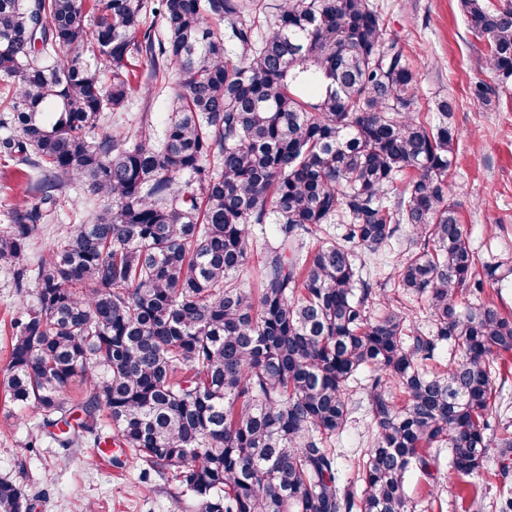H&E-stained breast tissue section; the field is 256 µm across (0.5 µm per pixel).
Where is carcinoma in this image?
<instances>
[{
	"mask_svg": "<svg viewBox=\"0 0 512 512\" xmlns=\"http://www.w3.org/2000/svg\"><path fill=\"white\" fill-rule=\"evenodd\" d=\"M512 79V0H459ZM0 0V161L30 167L31 199L0 228V272L33 282L11 320L0 386L61 448L85 438L130 454L139 480L167 476L197 512H412L405 475L433 477L448 449L458 476L512 433L492 429L512 314L462 297L512 281L479 263L448 199L456 105L436 124L404 47L371 0ZM161 21L164 36L143 28ZM267 32H262V26ZM177 85L162 132L90 136L107 112ZM102 202L36 239L75 186ZM342 219L340 239L325 225ZM393 279L359 276L401 230ZM317 241L314 248L307 241ZM263 261L258 271L251 262ZM422 302L423 329L388 284ZM455 359L438 370L443 348ZM367 374L374 438L357 480L339 481L332 443ZM89 386L79 402L67 392ZM487 488L463 497L483 512ZM0 480V512H31Z\"/></svg>",
	"mask_w": 512,
	"mask_h": 512,
	"instance_id": "1",
	"label": "carcinoma"
}]
</instances>
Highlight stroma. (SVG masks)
<instances>
[{"instance_id": "1", "label": "stroma", "mask_w": 512, "mask_h": 512, "mask_svg": "<svg viewBox=\"0 0 512 512\" xmlns=\"http://www.w3.org/2000/svg\"><path fill=\"white\" fill-rule=\"evenodd\" d=\"M388 32L405 46L416 77L422 112L438 122L436 98H453L457 140L450 179V199L457 203L471 245L481 261L512 257V81L501 83L485 68L486 42L469 32L458 0H378ZM499 89V100L483 106L476 84ZM174 84L135 96L128 108L112 113L95 135L136 131L142 119L161 128L169 112ZM33 284L15 287L0 275V371L7 366L10 320L34 304ZM30 429L22 413L0 401V478L11 480L32 505V512H189L174 484L153 477L141 484L139 466L113 468L109 454L92 444L29 449ZM373 438L366 407H358L335 448L342 483L356 479L355 463ZM440 479L429 490L418 470L406 474V491L415 512H462L457 498L461 482L448 456L440 458Z\"/></svg>"}]
</instances>
